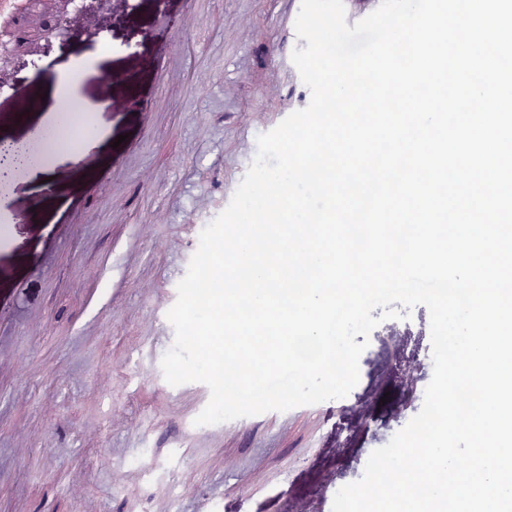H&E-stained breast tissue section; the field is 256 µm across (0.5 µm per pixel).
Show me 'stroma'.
I'll return each mask as SVG.
<instances>
[{
	"label": "stroma",
	"instance_id": "35a3bbf8",
	"mask_svg": "<svg viewBox=\"0 0 512 512\" xmlns=\"http://www.w3.org/2000/svg\"><path fill=\"white\" fill-rule=\"evenodd\" d=\"M17 0L0 15V78L34 107L0 112L27 144L72 38L95 9L112 56L79 90L103 137L0 182V512H330L371 453L424 403L430 314L381 320L340 399L224 432L195 425L200 382L170 385L167 318L201 231L230 203L259 135L311 99L292 61L296 0ZM121 81L106 87L105 72Z\"/></svg>",
	"mask_w": 512,
	"mask_h": 512
}]
</instances>
